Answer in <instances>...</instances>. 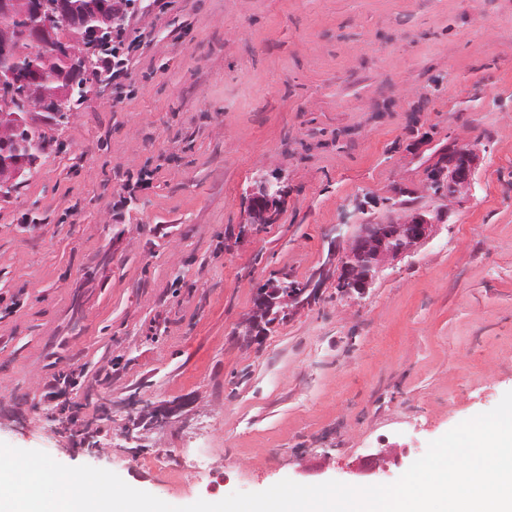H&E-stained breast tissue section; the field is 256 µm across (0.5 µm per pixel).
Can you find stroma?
I'll return each instance as SVG.
<instances>
[{
  "label": "stroma",
  "instance_id": "1",
  "mask_svg": "<svg viewBox=\"0 0 512 512\" xmlns=\"http://www.w3.org/2000/svg\"><path fill=\"white\" fill-rule=\"evenodd\" d=\"M126 28L122 88L94 86L0 198V442L186 506L394 482L512 391V0H135ZM459 140L472 186L429 240L243 342L258 288L305 283L337 225L386 218L399 188L435 205ZM265 167L285 202L246 232ZM134 398L183 409L138 427Z\"/></svg>",
  "mask_w": 512,
  "mask_h": 512
}]
</instances>
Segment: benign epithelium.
<instances>
[{"label":"benign epithelium","instance_id":"obj_1","mask_svg":"<svg viewBox=\"0 0 512 512\" xmlns=\"http://www.w3.org/2000/svg\"><path fill=\"white\" fill-rule=\"evenodd\" d=\"M124 21V13L112 12V0L100 5L92 21L79 18L71 0H0V197L44 152V138L35 139L33 133L44 125L67 123L88 103L86 75L93 70V57ZM58 59L67 62L59 74L52 70ZM476 160L473 144L454 145L441 169L438 197L447 201L467 191ZM284 194L278 172L261 176L249 193L243 229L272 223ZM440 220L439 210H414L357 225L342 251L330 253L338 258V291L364 294L388 264L430 239ZM328 273L324 268L318 279L302 285L274 280L259 289L250 315L240 322L239 335L256 340L276 330L315 300ZM132 406L156 428L166 426L180 410L178 404L141 400L132 401Z\"/></svg>","mask_w":512,"mask_h":512}]
</instances>
